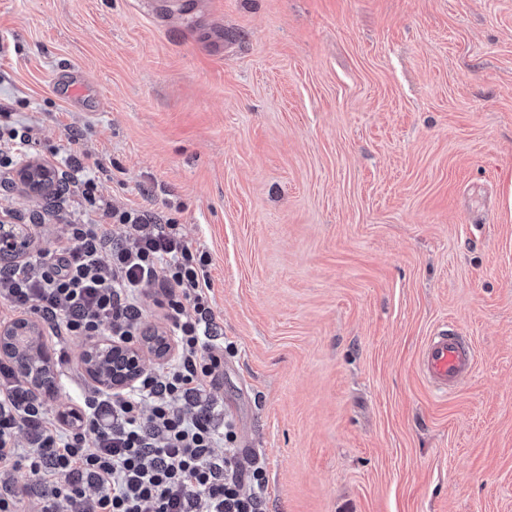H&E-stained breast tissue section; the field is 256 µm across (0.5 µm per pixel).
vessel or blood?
<instances>
[{
  "label": "vessel or blood",
  "instance_id": "1",
  "mask_svg": "<svg viewBox=\"0 0 512 512\" xmlns=\"http://www.w3.org/2000/svg\"><path fill=\"white\" fill-rule=\"evenodd\" d=\"M474 364L469 344L446 330L430 336L421 357L424 376L441 393H448Z\"/></svg>",
  "mask_w": 512,
  "mask_h": 512
}]
</instances>
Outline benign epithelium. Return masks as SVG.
I'll return each mask as SVG.
<instances>
[{"instance_id": "obj_1", "label": "benign epithelium", "mask_w": 512, "mask_h": 512, "mask_svg": "<svg viewBox=\"0 0 512 512\" xmlns=\"http://www.w3.org/2000/svg\"><path fill=\"white\" fill-rule=\"evenodd\" d=\"M20 179L33 195H42L56 185L55 173L48 165L31 160L19 169ZM32 239L26 224H13L0 220V261L16 264L28 254ZM43 329L31 319L0 324V355L10 357V346L15 336H40ZM173 351V344L166 336H149L139 343L102 336L84 351L83 364L87 373L104 389L121 392L131 387L143 374L150 361H161ZM51 370L49 357L41 345L28 353V363L17 368L24 378H34L37 373Z\"/></svg>"}]
</instances>
